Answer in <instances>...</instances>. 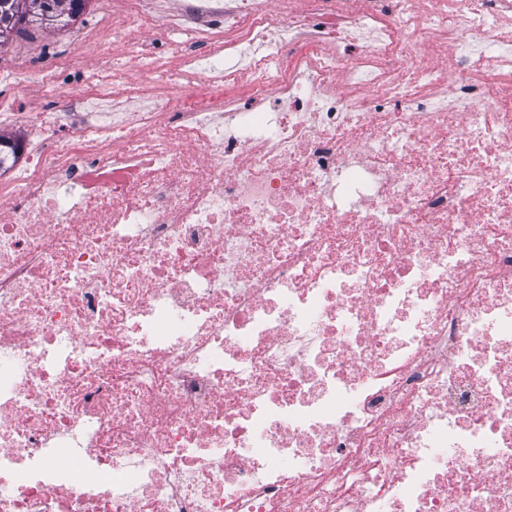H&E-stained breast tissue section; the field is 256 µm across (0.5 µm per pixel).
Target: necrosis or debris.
<instances>
[{
  "instance_id": "necrosis-or-debris-1",
  "label": "necrosis or debris",
  "mask_w": 512,
  "mask_h": 512,
  "mask_svg": "<svg viewBox=\"0 0 512 512\" xmlns=\"http://www.w3.org/2000/svg\"><path fill=\"white\" fill-rule=\"evenodd\" d=\"M119 2L12 64L0 512H512V0Z\"/></svg>"
}]
</instances>
